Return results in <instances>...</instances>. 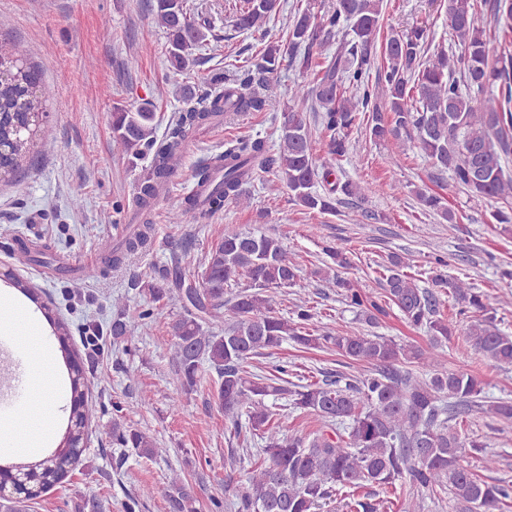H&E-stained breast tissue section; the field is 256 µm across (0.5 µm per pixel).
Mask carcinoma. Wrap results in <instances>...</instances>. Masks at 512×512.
<instances>
[{
    "mask_svg": "<svg viewBox=\"0 0 512 512\" xmlns=\"http://www.w3.org/2000/svg\"><path fill=\"white\" fill-rule=\"evenodd\" d=\"M234 16V27L257 32L275 10L277 0H244ZM383 0H335L323 13L305 8L293 17L284 41H270L260 62L232 77L206 82L201 93L186 87L183 98L194 101L169 125L165 140L156 144L155 112L143 103L132 111L115 107L112 134L134 159L152 154L147 176L138 196L142 223L149 225L152 202L166 194L171 173L185 143L201 128L241 112L280 111L278 148L260 138L237 137L224 141V151L211 157L195 172L199 188L207 190L203 201L193 194L169 203L173 218L196 209L218 212L232 201L249 206L242 185L257 172L274 174L292 192L295 201L321 214L336 212L344 196L359 199L364 189L348 180L331 179L336 160L348 151L347 134L361 112L371 113L373 139L412 138L431 165L448 173L453 182L476 202L503 201L493 213L498 224H512V176L505 173L503 157L512 155V52L490 55L478 0H448L450 49L425 55L427 30L415 27L377 44ZM155 17L168 39V61L176 71L193 62V51L206 34L187 13L185 0H155ZM336 43V55L320 65L321 49ZM299 69L311 80L288 89L279 105L274 95V76L284 64ZM374 81H369L371 71ZM42 70L26 60L23 50L0 45V172L17 173L23 167L46 112L37 95ZM319 103L318 130L327 142L328 159L319 164L313 154V132L304 112L309 99ZM323 182V191L315 184ZM419 204L452 224L455 213L441 205L439 197L415 191ZM329 261L301 274L281 241L265 234L224 229L211 247L202 268L201 286L176 281V288H151L159 301L168 293L187 299L194 311L171 323L172 359L187 386L196 382L200 365L208 363L217 373V401L224 418L239 424L245 416L263 442L261 457L247 477L241 495L242 512H318L333 493L368 485L393 488L403 479L410 494L451 492L458 512H500L512 498L506 482H487L467 463L474 451L488 447L460 429L448 425L444 414L453 410L461 418L495 415L512 422V403L487 405L476 375L467 371L435 372L423 378L410 369H424L434 362V349L459 331V325L439 310L441 288L455 299L462 314L470 315L464 329L466 351L475 363L488 362L502 370L512 368V334L496 324L497 301L461 279L450 280L434 259L432 288L404 272L409 258L388 254L381 264L383 295L369 296L354 288L341 272L352 267V251L342 243L322 247ZM316 278L327 288L342 289L346 304L369 324L385 307L394 306L412 327L427 333L431 348L403 345L386 336L338 331L322 332L314 314L297 306L294 318L278 310V289L306 288ZM247 281L230 306L224 291ZM154 309L123 310L112 322V339L132 328L157 319ZM224 323V333L203 329L202 323ZM62 357L69 367L71 415L87 421L85 376L69 345L71 331L63 321L53 322ZM288 340L305 348L326 347L341 357L372 366L364 378L346 382L327 380L289 390L279 377L248 371L261 349H276ZM291 397L293 409L315 416L320 427L308 436L288 435L274 418L268 402ZM112 437L129 445L138 456L155 460L167 453L137 429L112 422ZM82 433L66 431L51 455L38 461L3 465L0 474H26L28 485L48 488L65 480L70 466L81 460ZM29 490L0 502V512H27ZM172 512H198L193 489L178 475L170 477Z\"/></svg>",
    "mask_w": 512,
    "mask_h": 512,
    "instance_id": "1",
    "label": "carcinoma"
}]
</instances>
